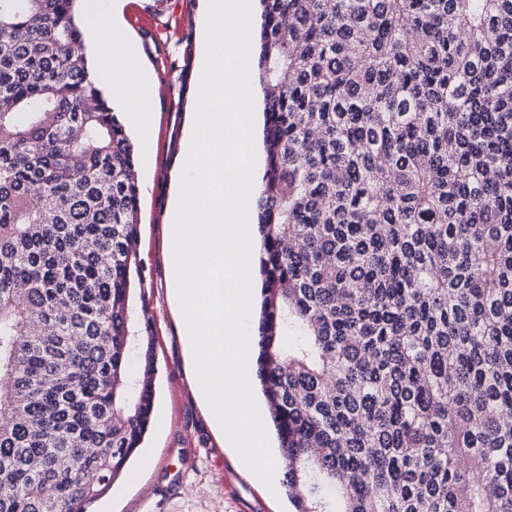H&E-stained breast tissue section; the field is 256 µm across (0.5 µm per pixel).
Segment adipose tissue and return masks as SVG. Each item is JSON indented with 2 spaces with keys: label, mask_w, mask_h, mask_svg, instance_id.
Instances as JSON below:
<instances>
[{
  "label": "adipose tissue",
  "mask_w": 512,
  "mask_h": 512,
  "mask_svg": "<svg viewBox=\"0 0 512 512\" xmlns=\"http://www.w3.org/2000/svg\"><path fill=\"white\" fill-rule=\"evenodd\" d=\"M93 7L86 16L89 31L112 40V49L103 59L105 72L111 76L113 94L133 103V119L141 131H148L151 124V102L158 97L159 87L151 74L138 60L134 44L118 35L115 0H92Z\"/></svg>",
  "instance_id": "adipose-tissue-1"
}]
</instances>
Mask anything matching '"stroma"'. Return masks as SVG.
<instances>
[{"label":"stroma","mask_w":512,"mask_h":512,"mask_svg":"<svg viewBox=\"0 0 512 512\" xmlns=\"http://www.w3.org/2000/svg\"><path fill=\"white\" fill-rule=\"evenodd\" d=\"M202 0H124L125 36L157 81L149 136L130 128L138 171L141 259L155 338L157 408L140 453L91 512H294L287 486L268 496L222 446L191 385L178 315L169 300L167 212L196 105Z\"/></svg>","instance_id":"1"}]
</instances>
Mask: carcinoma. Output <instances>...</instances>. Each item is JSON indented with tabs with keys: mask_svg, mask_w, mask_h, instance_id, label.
Here are the masks:
<instances>
[{
	"mask_svg": "<svg viewBox=\"0 0 512 512\" xmlns=\"http://www.w3.org/2000/svg\"><path fill=\"white\" fill-rule=\"evenodd\" d=\"M76 2L0 0V512H88L156 401ZM259 5L256 377L295 512H512V0ZM252 79L256 83L259 89V96L257 97V112L258 113V138H257V150H258V176L254 183L253 191L255 192L256 187L261 183L264 171H265V155L263 150V103H262V93L258 83L256 68L253 64V72ZM253 191L251 196L253 197Z\"/></svg>",
	"mask_w": 512,
	"mask_h": 512,
	"instance_id": "cac0c4a2",
	"label": "carcinoma"
}]
</instances>
